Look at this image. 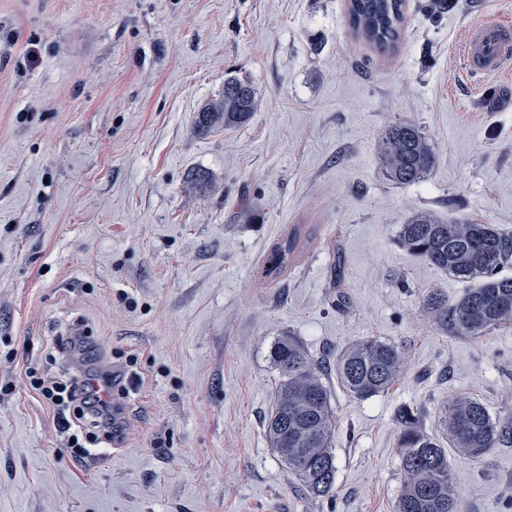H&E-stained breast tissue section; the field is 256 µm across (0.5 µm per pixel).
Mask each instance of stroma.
<instances>
[{
	"label": "stroma",
	"mask_w": 512,
	"mask_h": 512,
	"mask_svg": "<svg viewBox=\"0 0 512 512\" xmlns=\"http://www.w3.org/2000/svg\"><path fill=\"white\" fill-rule=\"evenodd\" d=\"M429 2L405 0L383 54L345 0H0V512H394L400 410L437 434L466 394L512 421V325L442 332L424 297L470 284L399 241L418 211L512 232V65L473 76L462 56L473 25L512 29V0ZM230 75L256 111L197 133ZM403 120L437 164L395 185L378 146ZM297 224L314 241L264 279ZM76 324L126 376L124 438L87 458L34 388ZM284 335L327 370L325 497L265 434ZM368 338L408 362L357 399L333 365ZM448 462L464 512H512V445Z\"/></svg>",
	"instance_id": "35a3bbf8"
}]
</instances>
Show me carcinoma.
Returning <instances> with one entry per match:
<instances>
[{"label":"carcinoma","mask_w":512,"mask_h":512,"mask_svg":"<svg viewBox=\"0 0 512 512\" xmlns=\"http://www.w3.org/2000/svg\"><path fill=\"white\" fill-rule=\"evenodd\" d=\"M404 0H349L348 15L355 33L382 53L396 50L404 21ZM252 85L236 76L224 78L221 96L196 114L200 133L217 126H240L256 111ZM379 161L386 178L396 184L424 180L437 157L421 128L410 121L390 125L379 144ZM304 229L296 226L276 242L264 264L269 280L279 278L298 254ZM399 237L414 258L463 281L477 280L456 303L438 290L423 300V312L442 330L457 336H482L512 323V277L501 269L512 263V234L490 224L444 222L418 211L401 225ZM272 360L279 382L265 433L279 457L315 496L335 487L333 452L335 421L321 363L293 336L274 343ZM406 365L404 350L391 342L358 341L336 356V377L355 398L385 392ZM398 448L404 482L396 512H463L448 468V452L440 439L425 431L416 416L399 414ZM443 430L448 446L460 457L475 458L512 440V428L490 414L480 401L457 395L445 407Z\"/></svg>","instance_id":"cac0c4a2"}]
</instances>
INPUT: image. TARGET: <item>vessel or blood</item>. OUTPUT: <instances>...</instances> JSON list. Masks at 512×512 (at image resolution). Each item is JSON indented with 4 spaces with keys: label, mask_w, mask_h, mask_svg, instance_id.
<instances>
[{
    "label": "vessel or blood",
    "mask_w": 512,
    "mask_h": 512,
    "mask_svg": "<svg viewBox=\"0 0 512 512\" xmlns=\"http://www.w3.org/2000/svg\"><path fill=\"white\" fill-rule=\"evenodd\" d=\"M463 53L472 73L501 70L512 61V32L491 23L474 25Z\"/></svg>",
    "instance_id": "obj_1"
}]
</instances>
